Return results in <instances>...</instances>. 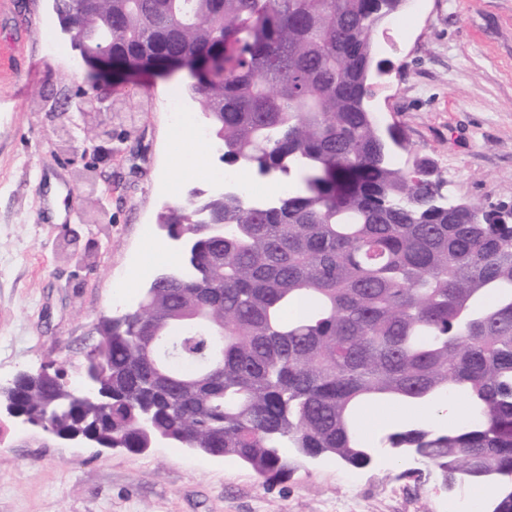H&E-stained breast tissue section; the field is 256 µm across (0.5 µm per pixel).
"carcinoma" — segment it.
<instances>
[{
    "label": "carcinoma",
    "instance_id": "1",
    "mask_svg": "<svg viewBox=\"0 0 512 512\" xmlns=\"http://www.w3.org/2000/svg\"><path fill=\"white\" fill-rule=\"evenodd\" d=\"M64 25L112 29V67L197 71L189 88L221 160L298 172L266 204L195 194L160 216L188 247L142 312L99 324V392L63 365L0 402L59 436L142 453L160 435L267 480L290 453L363 469L377 400L462 396L449 430L397 426L394 457L444 481L492 483L512 512V218L434 201L430 160L369 111L371 34L401 0H58Z\"/></svg>",
    "mask_w": 512,
    "mask_h": 512
}]
</instances>
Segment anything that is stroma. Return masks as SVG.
Here are the masks:
<instances>
[{
  "label": "stroma",
  "mask_w": 512,
  "mask_h": 512,
  "mask_svg": "<svg viewBox=\"0 0 512 512\" xmlns=\"http://www.w3.org/2000/svg\"><path fill=\"white\" fill-rule=\"evenodd\" d=\"M374 43L389 68L369 102L380 125L434 162L445 197L512 204V0H403ZM90 73L51 0H0L1 383L62 358L78 379L100 318L139 302L145 281L132 271L175 262L156 227L162 208L224 167L205 144L174 137L166 102L190 86L184 72L99 75L112 109L98 123L112 134L84 154ZM362 421L433 418L383 402ZM452 494L406 461L355 472L296 458L268 481L174 443L136 454L0 421V512H448Z\"/></svg>",
  "instance_id": "stroma-1"
}]
</instances>
